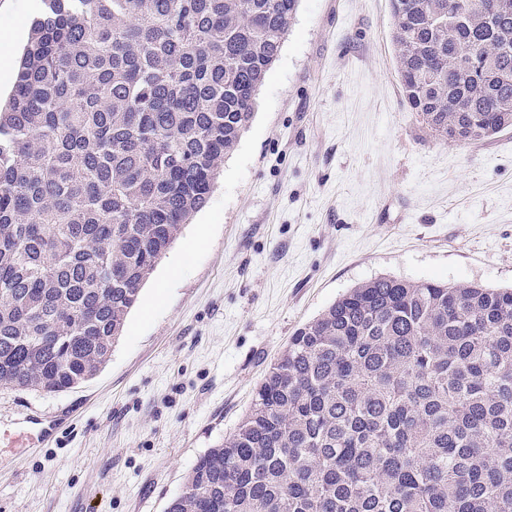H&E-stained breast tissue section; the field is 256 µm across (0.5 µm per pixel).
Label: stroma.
<instances>
[{
  "label": "stroma",
  "mask_w": 512,
  "mask_h": 512,
  "mask_svg": "<svg viewBox=\"0 0 512 512\" xmlns=\"http://www.w3.org/2000/svg\"><path fill=\"white\" fill-rule=\"evenodd\" d=\"M41 0H0L21 53ZM389 0H300L204 206L106 366L0 390V512H166L295 331L379 276L512 286V130L437 138L407 107Z\"/></svg>",
  "instance_id": "obj_1"
}]
</instances>
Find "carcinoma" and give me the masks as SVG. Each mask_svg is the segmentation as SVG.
<instances>
[{"label":"carcinoma","mask_w":512,"mask_h":512,"mask_svg":"<svg viewBox=\"0 0 512 512\" xmlns=\"http://www.w3.org/2000/svg\"><path fill=\"white\" fill-rule=\"evenodd\" d=\"M299 0H42L0 105V388L106 364ZM402 95L512 128V0H391ZM167 512H512V288L374 278L296 330Z\"/></svg>","instance_id":"obj_1"}]
</instances>
